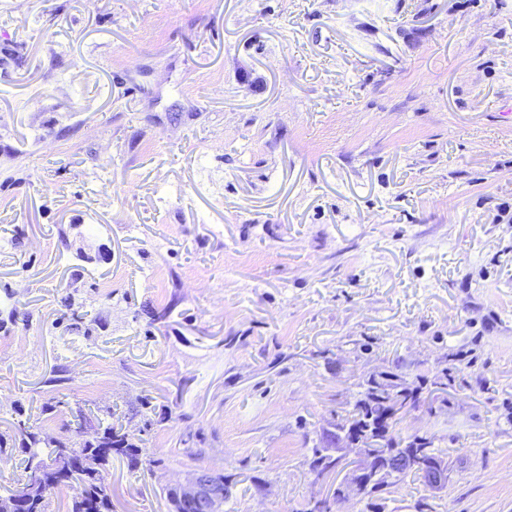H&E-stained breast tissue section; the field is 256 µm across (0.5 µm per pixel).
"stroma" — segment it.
I'll list each match as a JSON object with an SVG mask.
<instances>
[{
    "instance_id": "obj_1",
    "label": "stroma",
    "mask_w": 512,
    "mask_h": 512,
    "mask_svg": "<svg viewBox=\"0 0 512 512\" xmlns=\"http://www.w3.org/2000/svg\"><path fill=\"white\" fill-rule=\"evenodd\" d=\"M392 372L448 487L334 512H512V0H0V491L77 403L159 459L113 512H306ZM217 473L195 470L187 473L173 486L176 496L169 503V512H223L228 497L225 480L217 479Z\"/></svg>"
}]
</instances>
